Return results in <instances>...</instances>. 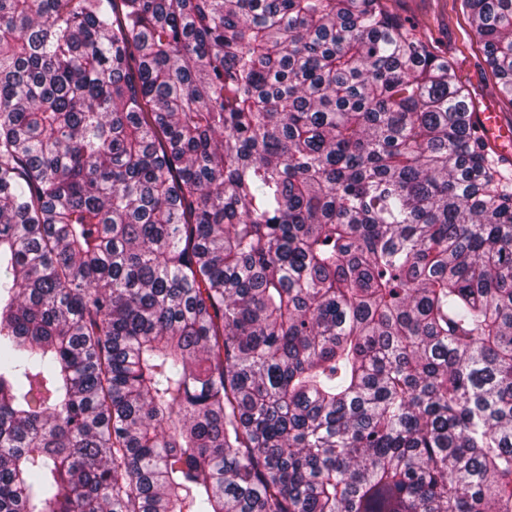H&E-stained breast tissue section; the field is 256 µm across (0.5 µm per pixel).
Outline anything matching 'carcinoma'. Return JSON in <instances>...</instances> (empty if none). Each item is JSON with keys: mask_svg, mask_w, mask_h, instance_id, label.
<instances>
[{"mask_svg": "<svg viewBox=\"0 0 512 512\" xmlns=\"http://www.w3.org/2000/svg\"><path fill=\"white\" fill-rule=\"evenodd\" d=\"M472 112L387 0H0V512H512Z\"/></svg>", "mask_w": 512, "mask_h": 512, "instance_id": "obj_1", "label": "carcinoma"}]
</instances>
